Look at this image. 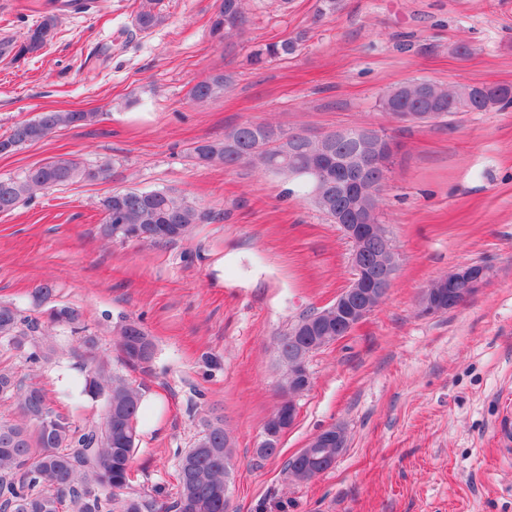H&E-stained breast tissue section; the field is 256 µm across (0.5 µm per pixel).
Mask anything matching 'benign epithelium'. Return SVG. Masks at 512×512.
Returning a JSON list of instances; mask_svg holds the SVG:
<instances>
[{"label": "benign epithelium", "instance_id": "benign-epithelium-1", "mask_svg": "<svg viewBox=\"0 0 512 512\" xmlns=\"http://www.w3.org/2000/svg\"><path fill=\"white\" fill-rule=\"evenodd\" d=\"M397 151L394 140L383 137L373 127H366L355 136L353 151L336 167L332 176L311 162L314 184L318 191H326L332 178L344 177L353 187L354 200L344 209H336V224L353 244L351 265L353 278L332 305L309 320L302 335L293 336L288 347V426L282 430L264 433L262 447L278 450L276 440L282 438L297 418L295 396L308 390L310 375L306 362L316 350L335 343L348 335L355 326L368 317L383 302L396 274L400 254L390 238L373 223L366 207V197L372 191L370 173L389 165ZM492 268L480 263H463L434 282L420 297V310L426 315L457 308L466 302L491 278ZM346 448L345 430L331 426L311 437L298 456L302 459L300 476L308 480L324 462L332 463Z\"/></svg>", "mask_w": 512, "mask_h": 512}]
</instances>
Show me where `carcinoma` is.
I'll return each instance as SVG.
<instances>
[{
    "instance_id": "obj_1",
    "label": "carcinoma",
    "mask_w": 512,
    "mask_h": 512,
    "mask_svg": "<svg viewBox=\"0 0 512 512\" xmlns=\"http://www.w3.org/2000/svg\"><path fill=\"white\" fill-rule=\"evenodd\" d=\"M159 0H141L135 17L139 30L147 32L164 21L157 9ZM56 3L28 29L24 37L10 45L16 63L39 54L55 37L58 15ZM246 0H218L211 18L210 34L222 40L243 34ZM301 39L267 43L253 53L256 63L295 54ZM231 75L217 72L195 84L191 99L203 102L224 92ZM437 98L419 101L398 96L390 90L379 102L382 111L398 118V111L432 112L444 120L464 111L456 99L457 90L437 84ZM477 94L493 99L497 106L512 105V86L484 84ZM98 113L72 111L41 112L35 118L16 122L0 138V155L11 154L37 143L57 130L89 125ZM316 150L309 137L296 134L293 151H288V134L271 123H245L224 132V139L202 140L189 151L195 165L248 164L263 172L296 182L313 205L327 219L332 212L314 194L308 171L307 153ZM109 168H91L76 159H54L35 165L19 177L0 180V214H9L30 201L38 192L57 189L78 180L95 181ZM102 234L135 242L149 234L151 244L174 243L187 236L197 224L214 219V212L199 206L173 189L116 190L100 201ZM52 326L81 329V310L53 304L46 310ZM122 327L118 344L124 361L145 368L153 360L155 343L140 320ZM0 343L19 353L28 367L38 370L67 353L85 360L88 370L71 379L63 391L69 397L78 392L93 402L104 404L99 422L76 424L55 406L54 399L39 383L0 368V400L15 402L18 416L0 417V499L10 512H144L142 496L130 491L132 460L136 449V424L143 400L139 387L112 374L108 360L98 354L97 338L80 337L66 347L41 332L37 317H26L11 302H0ZM232 458L223 420L204 423L194 445L179 457L176 492L166 512H229L230 495L224 494V458Z\"/></svg>"
}]
</instances>
